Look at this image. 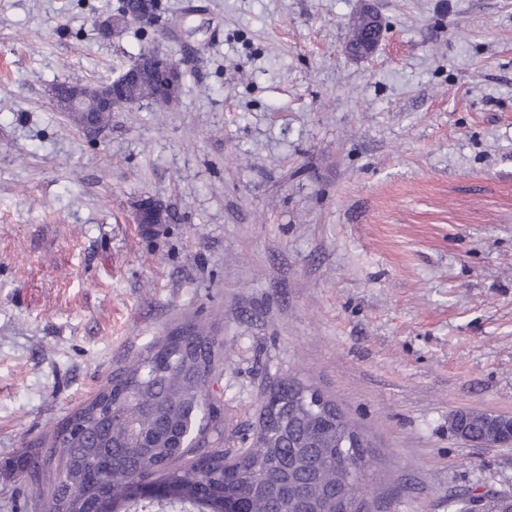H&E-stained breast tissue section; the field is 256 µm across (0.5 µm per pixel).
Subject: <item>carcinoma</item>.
Returning <instances> with one entry per match:
<instances>
[{"instance_id": "obj_1", "label": "carcinoma", "mask_w": 512, "mask_h": 512, "mask_svg": "<svg viewBox=\"0 0 512 512\" xmlns=\"http://www.w3.org/2000/svg\"><path fill=\"white\" fill-rule=\"evenodd\" d=\"M158 13L160 0H118L113 17L141 5ZM98 94L87 85L84 111L103 125L107 112L89 105ZM136 102L155 98L151 80L125 86ZM222 347L212 331L196 323L171 330L150 343L107 380L70 419L73 428L54 434L53 452L62 462L61 479H43L38 491L49 498L48 512H92L100 496L109 512H225L224 502L242 512H343L347 495L362 496L343 483L339 446L356 433L345 416L321 413L298 397L301 382L283 387L261 403L276 407L246 448L224 447V420L211 392ZM488 415L474 413L461 427L471 441L484 437ZM182 460L184 464L174 466ZM137 476L156 477L164 499L130 494Z\"/></svg>"}]
</instances>
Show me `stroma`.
Returning <instances> with one entry per match:
<instances>
[{
    "label": "stroma",
    "instance_id": "35a3bbf8",
    "mask_svg": "<svg viewBox=\"0 0 512 512\" xmlns=\"http://www.w3.org/2000/svg\"><path fill=\"white\" fill-rule=\"evenodd\" d=\"M116 3L0 0V512L30 507L15 461L191 320L224 340L226 436L293 377L372 442L369 512L512 494V446L448 427L512 415V0H162L101 39ZM151 46L176 106L92 136L51 103Z\"/></svg>",
    "mask_w": 512,
    "mask_h": 512
}]
</instances>
